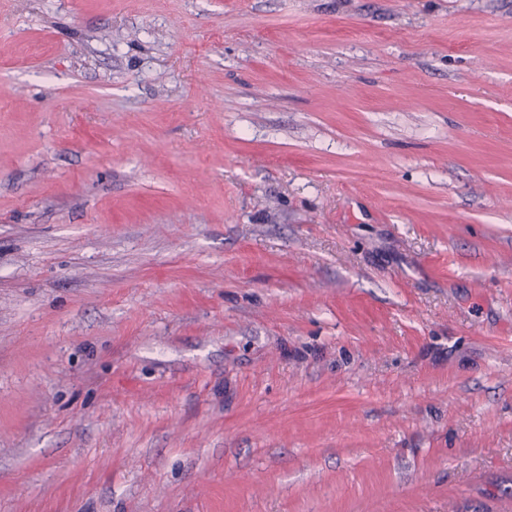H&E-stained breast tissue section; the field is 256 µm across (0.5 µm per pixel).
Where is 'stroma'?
I'll return each instance as SVG.
<instances>
[{
    "label": "stroma",
    "mask_w": 512,
    "mask_h": 512,
    "mask_svg": "<svg viewBox=\"0 0 512 512\" xmlns=\"http://www.w3.org/2000/svg\"><path fill=\"white\" fill-rule=\"evenodd\" d=\"M0 512H512V0H0Z\"/></svg>",
    "instance_id": "stroma-1"
}]
</instances>
